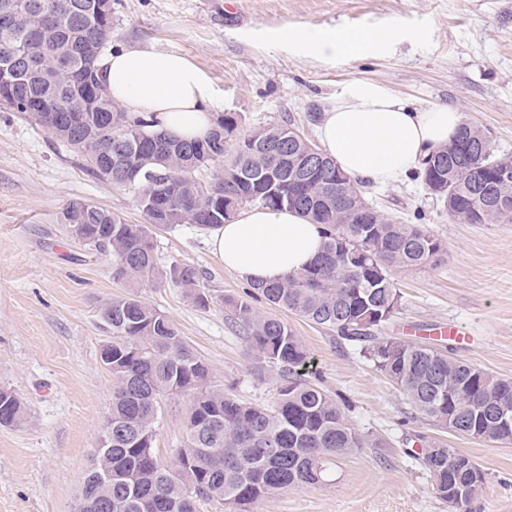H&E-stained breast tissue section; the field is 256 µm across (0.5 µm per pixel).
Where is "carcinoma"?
I'll return each instance as SVG.
<instances>
[{"mask_svg":"<svg viewBox=\"0 0 512 512\" xmlns=\"http://www.w3.org/2000/svg\"><path fill=\"white\" fill-rule=\"evenodd\" d=\"M106 0H0V101L11 103L57 141L73 148L87 170L134 190L145 217L129 224L82 199L68 202L59 224H81L90 250L112 258L113 278L130 284L162 277L148 226L195 224L213 229L246 207L289 208L322 225V254L309 267L272 283L253 284L266 303L336 333L385 373L405 403L429 425L454 435L512 445V379L426 343L383 336L400 309L394 269L416 270L436 260L442 244L419 224L389 221L378 210L354 215L336 200L356 196L359 184L327 153L287 125L239 139L234 112L217 119L203 140L179 141L151 119L128 121L102 81V49L112 33ZM230 162L203 183L200 169ZM321 157L320 174L307 172ZM421 165L425 185L442 177L453 190L448 216L460 224H511L512 178L498 180L490 142L477 126ZM169 279L201 307L202 274L173 265ZM246 332L247 352L261 367L278 370L270 405L244 403L209 384V367L183 341L171 320L135 292L108 299L100 317L112 333V407L100 438L111 448L92 458L79 500H103L102 476L112 472V509L79 512H197L200 500L238 509L285 489L315 485L326 464L370 443L345 419L338 400L303 378L308 351L288 325L231 303ZM189 393L185 444L174 467L155 454L156 426L165 403ZM16 394L0 388V426L22 421ZM428 443L414 460L438 497L469 503L486 477L456 448L434 456Z\"/></svg>","mask_w":512,"mask_h":512,"instance_id":"obj_1","label":"carcinoma"}]
</instances>
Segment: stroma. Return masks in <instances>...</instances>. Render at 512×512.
Listing matches in <instances>:
<instances>
[{"label": "stroma", "instance_id": "1", "mask_svg": "<svg viewBox=\"0 0 512 512\" xmlns=\"http://www.w3.org/2000/svg\"><path fill=\"white\" fill-rule=\"evenodd\" d=\"M312 32L390 28L394 39L336 59L283 40L284 29ZM110 47L185 56L204 74L216 117L234 112L240 134L286 125L317 141L325 108L358 82L427 108L450 103L487 134L495 156H512V0H112ZM366 200L390 219L421 223L443 245L421 269L394 270L401 307L383 328L424 342L445 323L465 341L440 348L512 378V224H459L415 175L362 184ZM81 198L145 218L135 193L87 171L74 149L15 112L0 111V387L25 406L15 427H0V512H74L112 405V376L101 360L110 336L99 309L127 287L112 262L69 236L56 214ZM161 269L202 271L209 307L171 282L140 286L142 301L173 321L209 364L210 383L240 401L270 404L276 378L248 356L231 307L244 301L287 323L311 357L310 377L345 401L355 430L380 440L328 464L322 484L288 489L248 512H512V445L467 439L414 418L391 379L335 333L253 297L225 270L209 231L192 224L153 229ZM192 397L169 401L154 442L172 464L184 444ZM471 456L482 491L450 508L411 459L417 435Z\"/></svg>", "mask_w": 512, "mask_h": 512}]
</instances>
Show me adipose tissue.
<instances>
[{
	"mask_svg": "<svg viewBox=\"0 0 512 512\" xmlns=\"http://www.w3.org/2000/svg\"><path fill=\"white\" fill-rule=\"evenodd\" d=\"M286 41L336 58L360 47L392 41L377 28L350 35L287 30ZM104 85L129 118L151 117L177 139L205 137L213 127L206 79L186 57L154 49H115L104 62ZM455 106L416 108L383 89L355 85L323 114L318 134L324 150L354 180L389 185L400 181L434 148L458 133ZM321 225L288 209L251 207L213 229L210 245L225 268L250 283L280 280L321 254Z\"/></svg>",
	"mask_w": 512,
	"mask_h": 512,
	"instance_id": "adipose-tissue-1",
	"label": "adipose tissue"
}]
</instances>
